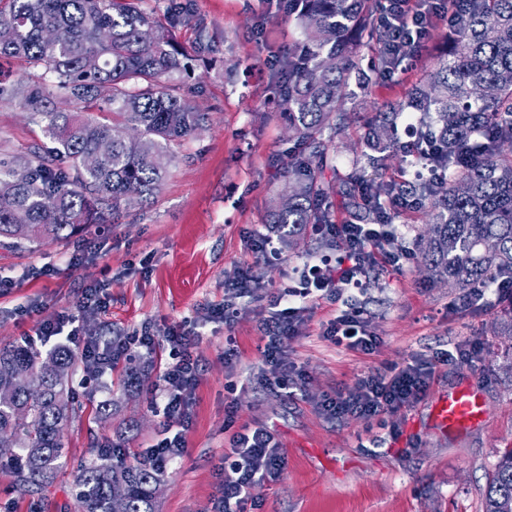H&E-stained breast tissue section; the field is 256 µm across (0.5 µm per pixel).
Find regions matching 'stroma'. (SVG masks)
<instances>
[{
	"mask_svg": "<svg viewBox=\"0 0 512 512\" xmlns=\"http://www.w3.org/2000/svg\"><path fill=\"white\" fill-rule=\"evenodd\" d=\"M141 6L162 15L172 8L184 14L170 30L192 57L166 88L204 113L205 122L174 146L175 159L151 200L126 206L119 223L92 224L64 241L22 248L0 244V277L15 282L0 290V346L34 334L93 283L103 285L107 308L86 319V336L154 334L159 343L145 361L149 377L169 360L165 329L181 327L198 336L199 375L189 396L185 453L161 474L156 512H211L230 438L245 425L270 429L285 457L281 475L257 488L248 512H484L495 464L512 448V318L504 296L489 293L487 304L471 309L462 306L457 289L429 285L413 249L428 217L421 211L401 214L397 231L413 249L403 269L379 263L361 287L345 292L382 337L378 350L365 355L324 338L337 305L317 300L290 343L292 358L306 372L305 384L286 395L257 382L267 302L238 299L234 324L225 328L217 313L225 279L249 266L273 293L298 280L306 265L340 254L323 248L313 225L290 242L278 237L271 222L286 181L282 154L288 131L267 98L271 74L297 30L269 0H142ZM447 33L440 26L425 57L400 80L377 69L379 47L363 50L367 79L354 86L350 120L332 141L336 168L327 172L328 181L339 184L348 173L377 112L426 78L447 48ZM51 83L41 69L0 58V157L48 145L21 92ZM251 233L271 237L273 255L255 256ZM97 239L104 242L101 251L69 267L72 253ZM229 336L236 354L228 360ZM466 341L480 346L475 368L440 367L429 398L398 420L399 437H391V427L378 420L330 419L316 404L323 393L353 384L363 373ZM119 376L115 370L101 383H74L81 410L63 433L65 466L35 496L14 492L13 474L0 469V512H76L80 467L99 448L123 445L133 463L138 447L158 438L164 418L152 394L145 388L124 393ZM462 385L482 393V421L454 434L436 429L433 397ZM105 400L116 403L119 414L102 418L98 408Z\"/></svg>",
	"mask_w": 512,
	"mask_h": 512,
	"instance_id": "1",
	"label": "stroma"
}]
</instances>
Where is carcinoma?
<instances>
[{
  "label": "carcinoma",
  "instance_id": "1",
  "mask_svg": "<svg viewBox=\"0 0 512 512\" xmlns=\"http://www.w3.org/2000/svg\"><path fill=\"white\" fill-rule=\"evenodd\" d=\"M139 0H0V57L24 60L53 76L54 89L77 106L60 112L52 92L24 96L52 147L0 159V238L12 244L63 240L89 224L117 220L121 203L146 202L173 161L171 147L192 137L201 115L161 86L182 70V53L156 13ZM377 0H288L299 35L273 88L287 122L288 204L273 223L292 238L306 224L332 223L331 139L345 127L359 56L375 42ZM412 120L413 143L395 138V116ZM440 141L444 177L377 185L384 195L416 201L431 220L416 240L428 277L459 289L512 281V0H466L448 33V53L407 99L366 133L368 151L339 185L360 224H388L391 214L365 203L380 154L408 161L419 143ZM77 354L23 342L0 348V465L25 492L54 481L63 467V429L80 404L71 386ZM144 369L128 363L124 387L139 389ZM116 484L125 512H154L158 471L99 455L77 481L79 512H113ZM486 512H512V448L504 450L486 493Z\"/></svg>",
  "mask_w": 512,
  "mask_h": 512
}]
</instances>
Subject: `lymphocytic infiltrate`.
Segmentation results:
<instances>
[{"instance_id":"obj_1","label":"lymphocytic infiltrate","mask_w":512,"mask_h":512,"mask_svg":"<svg viewBox=\"0 0 512 512\" xmlns=\"http://www.w3.org/2000/svg\"><path fill=\"white\" fill-rule=\"evenodd\" d=\"M459 0H384L382 21L388 31L387 52L392 64L389 73L407 72L417 49L423 48L433 28L452 20ZM323 235L335 239L341 254L333 265H313L304 272L299 285L271 295L268 314L260 322L263 364L262 381L270 387L287 388L303 380L301 366L290 354L289 342L306 322L308 304L316 299L336 302L338 309L330 320L325 336L336 345L365 354L375 353L382 339L371 328L361 310L343 298L345 287L358 282L378 259L392 265L409 260L411 250L400 242L390 224H325ZM99 287L84 289L76 306L58 312L44 322L35 336L40 345L57 339L78 346L80 356L93 378L99 379L112 369L113 362L153 351L155 337L142 333L119 346L112 341L82 339L81 321L89 314L105 312L106 304ZM170 346L169 363L160 371L155 388L163 397V416L173 435L159 440L143 452L144 460L164 470L184 454L182 430L191 422L188 396L198 380V360L194 349L197 337L172 329L166 336ZM478 347L462 343L432 357H414L406 364L359 376L353 385L336 389L319 401L320 410L329 418L369 422L385 417H401L428 394L438 366H468L477 359ZM284 456L274 435L265 427H246L232 437V447L224 455V476L213 503V512H247L261 482L279 477Z\"/></svg>"}]
</instances>
